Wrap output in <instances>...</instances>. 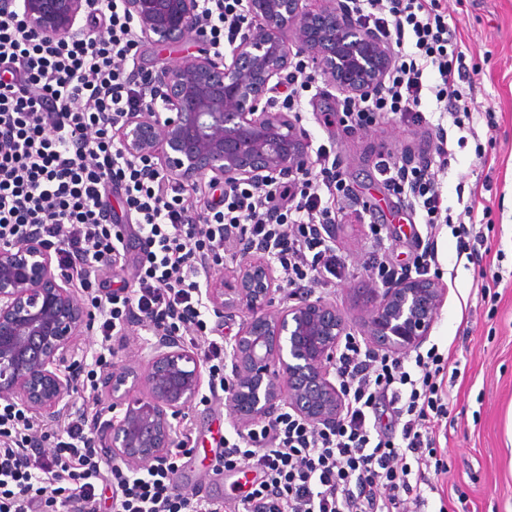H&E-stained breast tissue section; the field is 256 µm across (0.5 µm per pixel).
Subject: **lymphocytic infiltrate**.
I'll list each match as a JSON object with an SVG mask.
<instances>
[{
  "label": "lymphocytic infiltrate",
  "mask_w": 512,
  "mask_h": 512,
  "mask_svg": "<svg viewBox=\"0 0 512 512\" xmlns=\"http://www.w3.org/2000/svg\"><path fill=\"white\" fill-rule=\"evenodd\" d=\"M354 22L394 49L385 84L346 97L341 122L352 131L398 121L432 131L435 160L377 154L388 189L421 213L425 237L411 265L374 261L376 279L389 282L438 267L436 243L451 225L457 263L481 265L491 245L473 205L445 206L441 175L453 156L440 123L461 131L493 120L473 97L478 64L448 23L445 0H345ZM89 18L107 14L106 36L48 40L0 0V245L38 233L81 289L102 287L110 269L130 267L133 289L93 296L99 312V350L91 356L87 388L113 337L128 326L154 336L178 334L200 351L209 370L210 398L223 402L224 342L209 336L201 317L203 278L212 259L235 260L255 248L279 265L283 288H328L345 273L333 231L353 206L334 148L319 146L310 168L272 191L249 183L225 187L208 213L196 216L181 185L146 159L130 160L112 137V121L143 110L148 80L137 67L141 36L125 0H87ZM200 23L214 50L247 25L242 0H202ZM122 189L124 214L107 201ZM138 227V252L126 258L124 226ZM450 354L437 347L394 356L358 338L336 361L344 396L336 423L316 427L289 407L274 425L235 430L221 442L219 467L258 473L250 491L223 503L176 491V464L157 469L110 467L94 444L86 411L76 412L53 447L40 426L12 404H0V512H53L59 495L79 512H98V490L113 479L112 512H420L447 474L441 434L453 427Z\"/></svg>",
  "instance_id": "f902f5d3"
}]
</instances>
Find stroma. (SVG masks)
<instances>
[{"mask_svg":"<svg viewBox=\"0 0 512 512\" xmlns=\"http://www.w3.org/2000/svg\"><path fill=\"white\" fill-rule=\"evenodd\" d=\"M448 11L457 21L467 56L480 66L475 95L494 111L496 127L478 120V139H461L448 127L454 158L443 177L444 202L457 206L478 184H487L484 206L475 210L476 220H489V242L503 276L496 305H483L468 313L465 305L479 267L455 264V240L443 228L438 240L439 274L445 288L440 315L430 343L450 352L465 368L454 387L458 394L451 411L455 419L448 431V476L443 494H429L428 512H512V0H448ZM316 89L323 96L305 92L300 124L313 145H334L347 179L370 217L349 216L336 232L333 244L349 272L323 295L357 318L362 314L359 297L372 287L369 225L389 227L385 257L407 265L415 252V238L394 233L397 225L412 223L414 216L404 201L389 192L374 168L370 154L379 145L393 153L419 150L422 129L393 122L353 133L345 130L338 113V97L326 94L327 81L317 76ZM486 151L480 161L477 151ZM234 422L228 404L194 403L179 427L178 440L190 447L178 456L174 476L186 491L205 488L210 497L235 501L244 489L245 477L236 473L215 474L214 452Z\"/></svg>","mask_w":512,"mask_h":512,"instance_id":"stroma-1","label":"stroma"}]
</instances>
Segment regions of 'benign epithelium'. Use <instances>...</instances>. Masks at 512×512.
<instances>
[{
	"instance_id": "1",
	"label": "benign epithelium",
	"mask_w": 512,
	"mask_h": 512,
	"mask_svg": "<svg viewBox=\"0 0 512 512\" xmlns=\"http://www.w3.org/2000/svg\"><path fill=\"white\" fill-rule=\"evenodd\" d=\"M144 37L156 45L203 37L201 0H125ZM48 39L78 38L86 0H9ZM254 21L240 31L231 60L184 54L151 75L150 111L113 130L122 152L150 159L178 183L198 188L248 182L278 186L311 160L309 133L278 107L274 90L295 60L317 62L340 94L367 95L385 81L393 56L345 13L342 0L313 10L304 0H245ZM170 116L161 118L160 113ZM439 281L403 277L367 289L359 325L336 304L311 294L285 298L273 260L247 253L227 277L214 275L207 309L219 319L247 313L224 349L228 404L238 427L273 424L283 404L314 426L336 422L343 396L331 380L343 341L360 334L376 350L404 356L430 338L443 302ZM92 314L56 272L38 237L0 246V398L50 427L73 390L80 365L74 337ZM112 400L96 411L92 432L113 462L155 468L169 458L177 430L204 383V361L178 336L150 344L136 369L101 366Z\"/></svg>"
}]
</instances>
